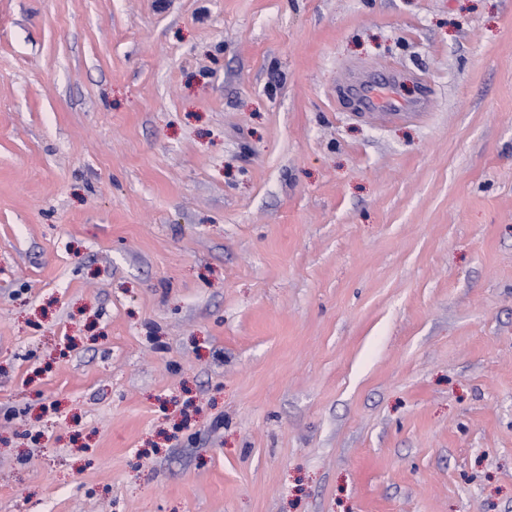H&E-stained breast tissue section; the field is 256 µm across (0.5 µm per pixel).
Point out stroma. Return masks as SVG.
Wrapping results in <instances>:
<instances>
[{
  "label": "stroma",
  "mask_w": 512,
  "mask_h": 512,
  "mask_svg": "<svg viewBox=\"0 0 512 512\" xmlns=\"http://www.w3.org/2000/svg\"><path fill=\"white\" fill-rule=\"evenodd\" d=\"M0 512H512V0H0ZM390 80H376L370 76L350 77L346 93L352 97L362 115L379 124L418 119L428 114L430 107L428 95L410 100H403L394 92L384 96L381 88Z\"/></svg>",
  "instance_id": "stroma-1"
}]
</instances>
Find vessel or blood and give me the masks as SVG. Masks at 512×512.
Wrapping results in <instances>:
<instances>
[{
	"mask_svg": "<svg viewBox=\"0 0 512 512\" xmlns=\"http://www.w3.org/2000/svg\"><path fill=\"white\" fill-rule=\"evenodd\" d=\"M382 81L369 76L351 77L346 92L354 100L359 112L377 123L386 124L400 120L418 119L427 115L428 96L404 100L397 94L383 95Z\"/></svg>",
	"mask_w": 512,
	"mask_h": 512,
	"instance_id": "1",
	"label": "vessel or blood"
}]
</instances>
